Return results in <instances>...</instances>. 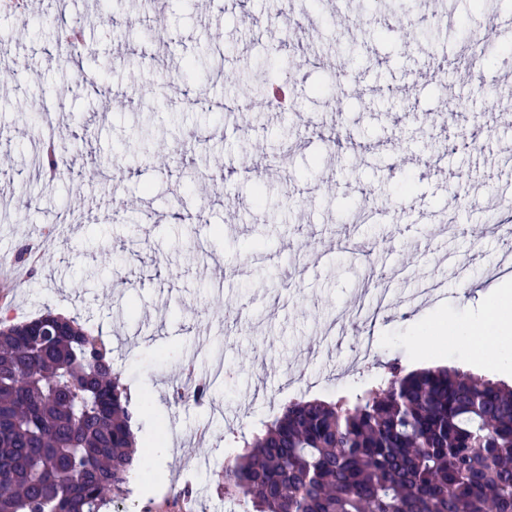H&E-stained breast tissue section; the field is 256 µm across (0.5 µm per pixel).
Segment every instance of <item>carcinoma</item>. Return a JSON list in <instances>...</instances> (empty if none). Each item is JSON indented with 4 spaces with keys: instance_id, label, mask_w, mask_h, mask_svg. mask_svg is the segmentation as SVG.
<instances>
[{
    "instance_id": "cac0c4a2",
    "label": "carcinoma",
    "mask_w": 512,
    "mask_h": 512,
    "mask_svg": "<svg viewBox=\"0 0 512 512\" xmlns=\"http://www.w3.org/2000/svg\"><path fill=\"white\" fill-rule=\"evenodd\" d=\"M472 69L505 53L470 43ZM272 58L254 86L265 96ZM334 402L299 399L224 465L239 512H512V386L405 373ZM112 347L51 311L0 324V512H101L134 467Z\"/></svg>"
}]
</instances>
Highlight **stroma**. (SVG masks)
<instances>
[{
    "instance_id": "35a3bbf8",
    "label": "stroma",
    "mask_w": 512,
    "mask_h": 512,
    "mask_svg": "<svg viewBox=\"0 0 512 512\" xmlns=\"http://www.w3.org/2000/svg\"><path fill=\"white\" fill-rule=\"evenodd\" d=\"M354 8L319 0L309 9L308 50L332 66L281 72L291 112L249 97L253 72L239 66L296 45L272 0H128L103 23L94 0L0 11V44L29 61L0 80V256L38 241L67 203L79 208L50 258L0 288V315L19 322L49 309L110 339L138 446L163 448V481L114 498L108 512H228L221 475L235 436L264 428L290 400L358 387L352 364L367 346L376 363L512 382V370L479 363L448 333L450 320L482 317L512 285V273L495 271L502 244L486 221L490 202L512 219V157L493 153L512 140V61L486 66L484 92L456 67L460 29L480 36L512 15V0H443L437 12L411 0L401 20L432 36L411 43L380 13L350 41ZM60 11L83 29L81 59L56 48ZM156 21L174 42L144 41ZM203 49L209 80L185 79L184 61ZM436 69L471 96L444 125L433 120L449 107ZM328 84L341 97L335 114L316 95ZM98 86L119 107L102 113ZM140 87L142 97L129 96ZM243 98L253 107L246 125L223 112ZM300 112L337 121L350 148L329 147ZM50 138L62 144L52 180L35 165ZM257 143L259 176L211 178L213 157L238 168ZM118 199L129 208L115 210ZM287 265L299 271L289 286ZM215 352L223 415L213 420L169 394L186 361L201 369ZM187 484L194 496L184 503Z\"/></svg>"
}]
</instances>
